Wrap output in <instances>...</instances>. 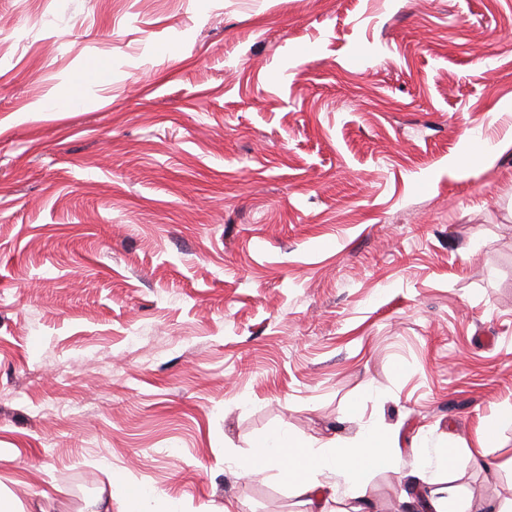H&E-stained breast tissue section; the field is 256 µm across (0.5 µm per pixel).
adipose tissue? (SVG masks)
<instances>
[{"label": "adipose tissue", "instance_id": "obj_1", "mask_svg": "<svg viewBox=\"0 0 512 512\" xmlns=\"http://www.w3.org/2000/svg\"><path fill=\"white\" fill-rule=\"evenodd\" d=\"M406 460L418 470L428 465L424 449L411 448L409 458H402L385 435L366 429L357 444L338 448H316L289 434L273 433L260 441L255 453L229 459L227 465L245 474L276 472L295 496L314 506L321 503L324 479L335 477L353 502L351 512H365L362 488L369 473L400 467Z\"/></svg>", "mask_w": 512, "mask_h": 512}]
</instances>
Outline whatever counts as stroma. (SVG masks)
<instances>
[{
    "label": "stroma",
    "instance_id": "stroma-1",
    "mask_svg": "<svg viewBox=\"0 0 512 512\" xmlns=\"http://www.w3.org/2000/svg\"><path fill=\"white\" fill-rule=\"evenodd\" d=\"M510 409L512 0H0L1 493L306 512L225 457L370 425L503 512ZM110 65L107 61H96L87 69H83L77 73L73 78V92L71 95L62 101H71L80 103L79 90L89 83H101L109 75Z\"/></svg>",
    "mask_w": 512,
    "mask_h": 512
}]
</instances>
